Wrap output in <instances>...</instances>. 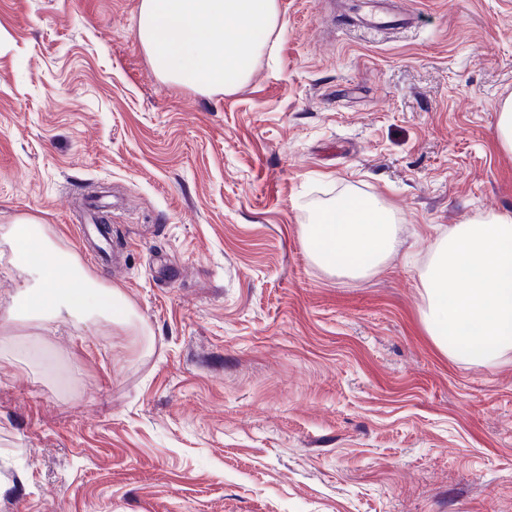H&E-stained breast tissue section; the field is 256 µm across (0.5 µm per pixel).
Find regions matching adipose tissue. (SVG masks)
Segmentation results:
<instances>
[{
	"instance_id": "ef3b65f1",
	"label": "adipose tissue",
	"mask_w": 512,
	"mask_h": 512,
	"mask_svg": "<svg viewBox=\"0 0 512 512\" xmlns=\"http://www.w3.org/2000/svg\"><path fill=\"white\" fill-rule=\"evenodd\" d=\"M283 28L279 0H140L136 17L138 39L156 73L199 92H234ZM305 237L314 264L361 278L394 251V212L377 199L331 205L306 225ZM0 238L11 246V265L30 281L20 295L27 317L49 323L98 316L144 335L123 291L98 283L38 217L4 225Z\"/></svg>"
}]
</instances>
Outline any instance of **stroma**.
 Instances as JSON below:
<instances>
[{
    "label": "stroma",
    "instance_id": "35a3bbf8",
    "mask_svg": "<svg viewBox=\"0 0 512 512\" xmlns=\"http://www.w3.org/2000/svg\"><path fill=\"white\" fill-rule=\"evenodd\" d=\"M235 92L163 83L140 0H0V225L122 251L91 266L151 333L0 327V512H512V355L428 335L440 232L512 213V0H279ZM376 197L400 244L364 278L309 258L322 206ZM497 129L501 148L512 153V98L505 100L499 107ZM83 239L87 242L85 246V256L96 265H105L106 256L101 246L94 243V236H97L99 229L97 224H83L80 228Z\"/></svg>",
    "mask_w": 512,
    "mask_h": 512
}]
</instances>
